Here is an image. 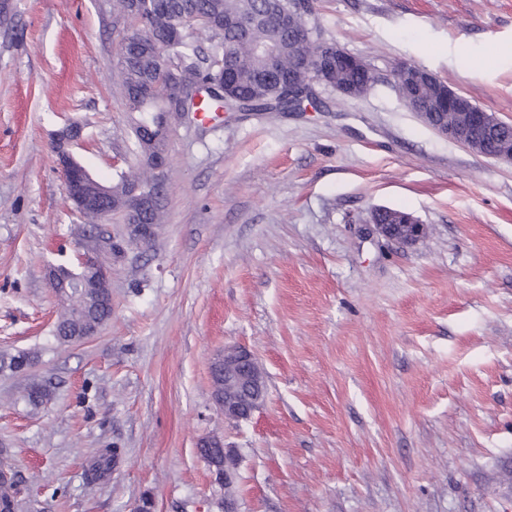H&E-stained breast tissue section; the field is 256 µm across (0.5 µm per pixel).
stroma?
Returning <instances> with one entry per match:
<instances>
[{
    "label": "stroma",
    "instance_id": "1",
    "mask_svg": "<svg viewBox=\"0 0 512 512\" xmlns=\"http://www.w3.org/2000/svg\"><path fill=\"white\" fill-rule=\"evenodd\" d=\"M322 39L365 60L360 97L315 86L317 112H231L170 133L166 221L136 244L85 223L51 143L95 177L133 162L114 79L127 20L112 0H12L0 25V458L17 512H512V163L423 124L397 64L512 121V0H311ZM411 213L404 247L375 209ZM112 317L80 344L53 335L49 266L76 265L99 230ZM242 345L264 405L230 422L210 363ZM47 386L39 405L20 398ZM238 449L215 482L197 444ZM116 448L112 472L87 473ZM399 76L400 81L396 84V88L404 101H411L413 99V96L406 87L407 85L412 86L424 80L435 78L433 74L409 63H403L400 66ZM396 211L407 215L400 216V222L396 224H383L374 221L373 231L390 242H395L405 246L415 244L425 235V225L419 224L418 220L411 217L412 215L410 213L401 210Z\"/></svg>",
    "mask_w": 512,
    "mask_h": 512
}]
</instances>
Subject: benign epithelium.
I'll list each match as a JSON object with an SVG mask.
<instances>
[{
  "label": "benign epithelium",
  "mask_w": 512,
  "mask_h": 512,
  "mask_svg": "<svg viewBox=\"0 0 512 512\" xmlns=\"http://www.w3.org/2000/svg\"><path fill=\"white\" fill-rule=\"evenodd\" d=\"M400 81L396 88L400 97L410 101L413 96L408 87L428 80L433 74L409 63L399 68ZM417 117L439 135L453 140L474 154L493 159L512 161V138L495 140V152L486 151L488 139L500 132L505 122L493 112H450L441 123L431 122V113L419 112ZM83 139V127L71 122L64 126L54 140V151L61 168L63 185L68 199L76 211L97 210L110 216L112 208V185L99 181L87 169L78 166L71 148ZM138 206L127 211L125 224L132 238L146 244L154 236V227L140 223V212L160 201L163 194H150L137 188L132 192ZM374 232L390 242L405 246L415 244L425 235L426 227L415 218L402 215L396 224L374 223ZM79 272L66 267H52L48 272L49 284L53 288L83 291L94 285L110 286V273L91 248L78 254ZM224 371V388L220 395L213 396L214 403L230 420H247L265 401L267 377L257 364L253 353L244 346H227L214 358ZM237 454L234 449H224V486L237 479Z\"/></svg>",
  "instance_id": "benign-epithelium-1"
}]
</instances>
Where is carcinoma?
<instances>
[{
  "mask_svg": "<svg viewBox=\"0 0 512 512\" xmlns=\"http://www.w3.org/2000/svg\"><path fill=\"white\" fill-rule=\"evenodd\" d=\"M113 10L129 21L131 34L150 37L170 48L173 64L158 65L151 54L129 42L120 48L123 59L117 61L115 77L121 86L134 137L140 124L153 131L151 155L167 151L168 134L178 118L168 105L177 92L200 89L202 100L189 103L188 111L198 112H271L304 111L299 94L305 80L324 74L334 84H351L356 96L370 91L375 83L371 69H353L336 65V59L319 60L313 46L322 43L309 25V0H113ZM182 40L172 43V33ZM216 42L215 51L204 55L201 42ZM413 112H446L448 99L431 79L417 89V101L407 103ZM136 161L112 177V214L124 215L134 205L131 192L150 189L151 165L134 142ZM66 302L58 317L54 335L61 343H78L81 336H69L65 330L82 313L92 321L107 323L112 307L108 288L94 289L92 302L70 291L57 293ZM33 358L19 352L0 359V369L24 374ZM116 454L111 448L100 451L92 468V477L108 472ZM15 473L0 480V503L17 506Z\"/></svg>",
  "mask_w": 512,
  "mask_h": 512,
  "instance_id": "1",
  "label": "carcinoma"
}]
</instances>
